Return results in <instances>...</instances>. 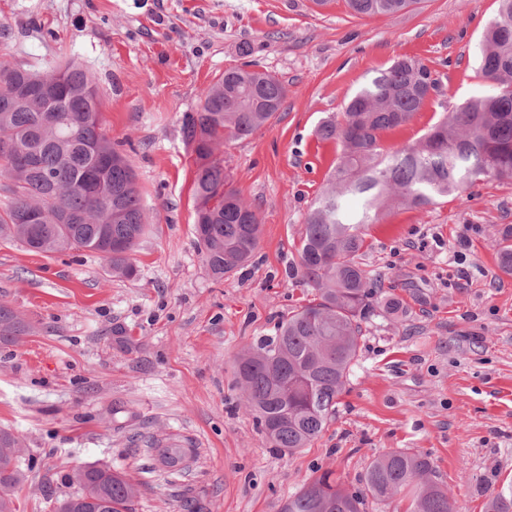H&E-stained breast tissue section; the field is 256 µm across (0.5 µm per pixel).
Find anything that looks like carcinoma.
Returning <instances> with one entry per match:
<instances>
[{
    "label": "carcinoma",
    "mask_w": 512,
    "mask_h": 512,
    "mask_svg": "<svg viewBox=\"0 0 512 512\" xmlns=\"http://www.w3.org/2000/svg\"><path fill=\"white\" fill-rule=\"evenodd\" d=\"M418 0H347L360 16L401 12ZM478 74L491 91L469 100L436 124L419 143L391 156L380 153L381 134L408 123L439 92L440 81L420 60L401 57L346 98L343 112L317 128L322 140L341 144L340 164L310 209L299 238L303 280L315 291L236 357L245 406L271 447L292 454L318 438L336 415L350 370L359 356L363 323L375 315L372 278L360 262L364 229L377 210L398 201L419 211L482 177L512 180V0L480 43ZM286 97L272 74L241 66L203 91L198 111L183 123L196 155L195 237L215 278L243 266L260 239L256 212L231 187L216 151L268 122ZM103 99L93 75L73 64L46 70L0 61V237L29 251L88 250L114 277L135 275L131 253L147 232L129 157L112 145L102 124ZM501 268L512 273V225L494 241ZM26 332L17 312L0 303V343ZM22 436L0 430V512H17L14 490L23 478ZM79 490L55 501L70 512L81 500L102 512H132L139 488L126 474L83 468ZM430 458L393 450L375 458L346 490L323 471L288 495L281 512H363L367 502L389 505L399 495L407 512H456L448 490L431 480ZM486 512H512V483L491 494Z\"/></svg>",
    "instance_id": "obj_1"
}]
</instances>
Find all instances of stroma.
Instances as JSON below:
<instances>
[{
    "label": "stroma",
    "instance_id": "stroma-1",
    "mask_svg": "<svg viewBox=\"0 0 512 512\" xmlns=\"http://www.w3.org/2000/svg\"><path fill=\"white\" fill-rule=\"evenodd\" d=\"M498 0H424L360 17L346 0H0V60L93 73L108 136L130 157L150 226L133 278L97 253L36 254L0 240V303L31 327L0 344V429L32 468L19 512H54L91 463L139 485L133 512H280L316 468L346 487L393 450L430 456L459 512H485L512 481V277L492 247L512 225V181L484 178L419 212L384 209L365 229L375 298L397 312L363 325L336 418L309 447L270 448L246 411L235 356L308 303L297 252L338 163L320 121L397 58L420 59L441 92L384 132L390 154L486 91L482 35ZM251 63L287 90L279 112L220 157L256 211L243 269L213 279L195 245V154L181 126L225 69ZM186 456L164 467L158 448Z\"/></svg>",
    "mask_w": 512,
    "mask_h": 512
}]
</instances>
